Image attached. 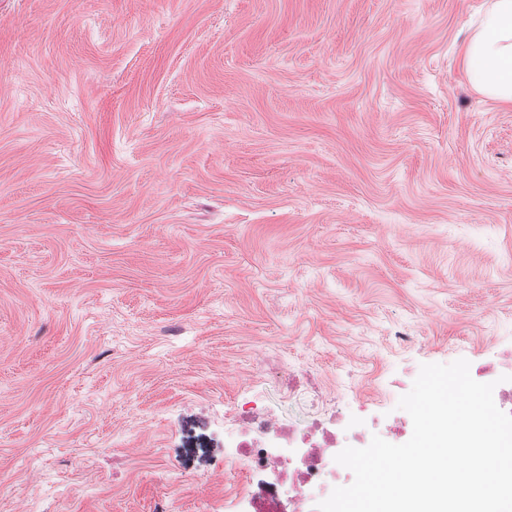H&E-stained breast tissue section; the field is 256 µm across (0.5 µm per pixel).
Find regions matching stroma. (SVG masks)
<instances>
[{
  "label": "stroma",
  "mask_w": 512,
  "mask_h": 512,
  "mask_svg": "<svg viewBox=\"0 0 512 512\" xmlns=\"http://www.w3.org/2000/svg\"><path fill=\"white\" fill-rule=\"evenodd\" d=\"M487 4L0 0V512H225L228 401L512 347Z\"/></svg>",
  "instance_id": "1"
}]
</instances>
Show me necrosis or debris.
I'll list each match as a JSON object with an SVG mask.
<instances>
[{
  "instance_id": "obj_1",
  "label": "necrosis or debris",
  "mask_w": 512,
  "mask_h": 512,
  "mask_svg": "<svg viewBox=\"0 0 512 512\" xmlns=\"http://www.w3.org/2000/svg\"><path fill=\"white\" fill-rule=\"evenodd\" d=\"M498 357L495 364L471 365L470 373L476 381L494 383L497 407L512 413V349ZM396 406V399L386 393L379 402H359V411L374 413L368 421L337 407L286 426L260 400L237 404L235 425L224 434V458L241 476V491L230 503L233 512H316L344 472L336 455L348 446H368L381 432L379 416L389 415Z\"/></svg>"
}]
</instances>
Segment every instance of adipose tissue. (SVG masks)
Masks as SVG:
<instances>
[{
  "label": "adipose tissue",
  "mask_w": 512,
  "mask_h": 512,
  "mask_svg": "<svg viewBox=\"0 0 512 512\" xmlns=\"http://www.w3.org/2000/svg\"><path fill=\"white\" fill-rule=\"evenodd\" d=\"M465 56L474 87L512 109V0H490Z\"/></svg>",
  "instance_id": "1"
}]
</instances>
